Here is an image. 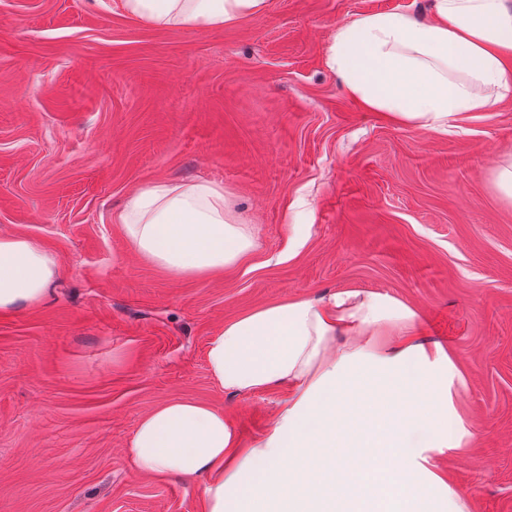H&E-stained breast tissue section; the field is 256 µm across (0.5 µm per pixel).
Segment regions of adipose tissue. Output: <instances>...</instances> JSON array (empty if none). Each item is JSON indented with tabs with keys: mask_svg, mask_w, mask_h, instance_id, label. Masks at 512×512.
<instances>
[{
	"mask_svg": "<svg viewBox=\"0 0 512 512\" xmlns=\"http://www.w3.org/2000/svg\"><path fill=\"white\" fill-rule=\"evenodd\" d=\"M267 0H123L160 27H224ZM327 64L350 97L398 124L444 133L512 95V0H434L418 22L378 11L340 25ZM132 249L170 275L212 274L255 248L221 185L157 180L114 216ZM58 274L29 239L0 236V310L42 304ZM418 313L369 289L258 307L208 341L212 380L240 395L286 387L274 424L240 449L221 407L173 400L125 447L142 475H202L204 512H471L434 469L473 437L457 411L465 379L441 345L414 339Z\"/></svg>",
	"mask_w": 512,
	"mask_h": 512,
	"instance_id": "1",
	"label": "adipose tissue"
}]
</instances>
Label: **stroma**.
Instances as JSON below:
<instances>
[{
	"mask_svg": "<svg viewBox=\"0 0 512 512\" xmlns=\"http://www.w3.org/2000/svg\"><path fill=\"white\" fill-rule=\"evenodd\" d=\"M419 21L433 0H268L222 28H162L121 0H0V235L59 267L43 304L0 311V512H202L198 477L138 474L141 417L223 407L252 447L287 397L210 378L225 321L365 288L419 314L448 350L474 438L435 465L472 512H512V204L490 181L512 154V96L445 134L350 98L325 62L339 25ZM156 180L221 184L256 248L175 277L112 221Z\"/></svg>",
	"mask_w": 512,
	"mask_h": 512,
	"instance_id": "obj_1",
	"label": "stroma"
}]
</instances>
